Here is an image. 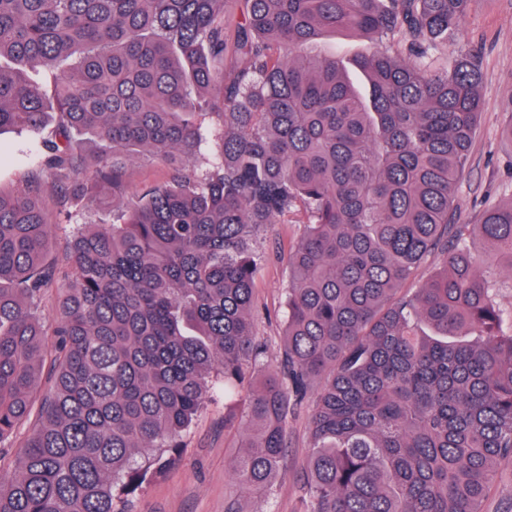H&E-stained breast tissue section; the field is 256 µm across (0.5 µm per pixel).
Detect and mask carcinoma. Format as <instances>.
<instances>
[{
  "instance_id": "1",
  "label": "carcinoma",
  "mask_w": 512,
  "mask_h": 512,
  "mask_svg": "<svg viewBox=\"0 0 512 512\" xmlns=\"http://www.w3.org/2000/svg\"><path fill=\"white\" fill-rule=\"evenodd\" d=\"M471 6L0 0V131L40 152L0 188V449L46 363L52 384L0 472V512H130L123 490L175 462L214 365L228 399L260 364L261 231L294 213L282 359L247 403L241 495L285 476L290 409L313 394L305 512H483L512 461V319L492 273L512 272V201L453 223L481 56L462 44L437 63ZM336 31L384 45L357 60L365 93L305 50ZM83 133L108 150L75 147ZM139 150L168 180L54 255L48 226L123 194ZM434 253L443 268L399 295Z\"/></svg>"
}]
</instances>
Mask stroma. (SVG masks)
<instances>
[{
  "label": "stroma",
  "mask_w": 512,
  "mask_h": 512,
  "mask_svg": "<svg viewBox=\"0 0 512 512\" xmlns=\"http://www.w3.org/2000/svg\"><path fill=\"white\" fill-rule=\"evenodd\" d=\"M461 36L479 49L483 71L484 110L454 196L455 223L473 224L486 204L512 194V143L503 135L512 120V0H474ZM0 141L8 148L6 161L0 164V186L19 187L34 156L15 133L1 134ZM302 232L299 224H273L264 233L269 257L257 268L252 297L255 333L266 345L259 366L263 372L276 369L280 361L288 314L286 258ZM253 387V380H246L239 401L228 405L224 379L214 376L210 398L181 437L175 465L132 494V512H228L233 503L241 512H301L298 476L311 447L312 406L308 403L288 420L286 477L265 495L232 497L233 469L246 426L243 400ZM228 414L236 426L229 434L224 431Z\"/></svg>",
  "instance_id": "1"
}]
</instances>
